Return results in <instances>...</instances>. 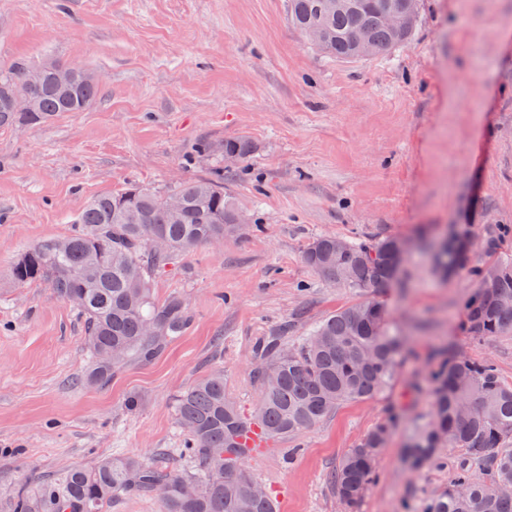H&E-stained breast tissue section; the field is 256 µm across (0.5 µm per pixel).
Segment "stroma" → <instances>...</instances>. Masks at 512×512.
<instances>
[{
    "label": "stroma",
    "mask_w": 512,
    "mask_h": 512,
    "mask_svg": "<svg viewBox=\"0 0 512 512\" xmlns=\"http://www.w3.org/2000/svg\"><path fill=\"white\" fill-rule=\"evenodd\" d=\"M47 62L90 71L98 95L86 111L0 128V512L65 469L180 447L176 398L212 371L251 413L261 337L282 329L296 343L372 296L307 267L313 238L497 225V250L478 249L476 261L512 258V0H420L406 43L359 60L315 49L289 25L285 0H0V70ZM240 135L255 151L235 164L198 150ZM218 170L253 230L157 277L158 298L187 304L184 335L107 385H86L82 319L46 284L13 283L11 266L29 245L69 235L98 195ZM404 265L406 287L382 296L410 350L393 385L248 459L279 512H340L329 471L392 415L360 512H419L454 476L450 465L410 471L401 458L432 411L434 354L491 360L512 385V334L462 328L460 303L477 281L438 278L422 247Z\"/></svg>",
    "instance_id": "1"
}]
</instances>
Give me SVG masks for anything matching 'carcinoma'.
<instances>
[{
	"label": "carcinoma",
	"instance_id": "cac0c4a2",
	"mask_svg": "<svg viewBox=\"0 0 512 512\" xmlns=\"http://www.w3.org/2000/svg\"><path fill=\"white\" fill-rule=\"evenodd\" d=\"M407 0H287L288 22L307 35L319 34L315 48L335 58H359L355 36L362 34L382 54L404 43L417 22L413 14L396 28L386 12H405ZM49 62L34 70L0 72V90L26 95L29 112H8L0 98V127L45 123L63 112H83L97 94L95 81H78L73 95L56 90ZM243 159L254 152L245 136L224 140L221 153ZM182 202L172 216L168 200ZM241 211L224 194V183L209 177L175 182L161 192L131 186L92 199L77 215L74 233L26 248L10 278L18 284L43 282L54 296L75 307L85 327L90 369L86 381L105 385L128 362L148 360L181 337L189 324L184 300L155 299L156 276L175 269L178 259L199 246L224 242L243 228ZM453 246L438 245L424 232L419 243L433 251L436 270L453 277L467 270L479 287L461 302L463 328L492 338L512 331V258L481 267L465 251L470 227L456 225ZM163 238L165 253L152 249ZM336 238L320 236L302 251L303 262L324 281L381 293L406 286L394 238L370 243L346 241L336 254ZM407 350L406 336L393 324L384 303L362 300L318 322L295 346L284 336H266L256 346L253 383L258 400L245 417L224 392V373H211L182 392L175 418L184 431L181 466H162L132 457H113L91 468H69L44 485L37 500L23 491L13 512H106L112 497L137 493L158 499L160 512H277L266 488L256 481L239 451L243 428L258 424L271 440L292 439L310 430L346 402L370 399L397 378ZM431 418L412 431L404 448L408 468L440 462L448 449L460 451L448 486L425 499L422 512H512V386L493 363L457 357L449 350L429 371ZM394 429L378 422L330 471L328 485L342 512H357L377 474V464Z\"/></svg>",
	"mask_w": 512,
	"mask_h": 512
}]
</instances>
